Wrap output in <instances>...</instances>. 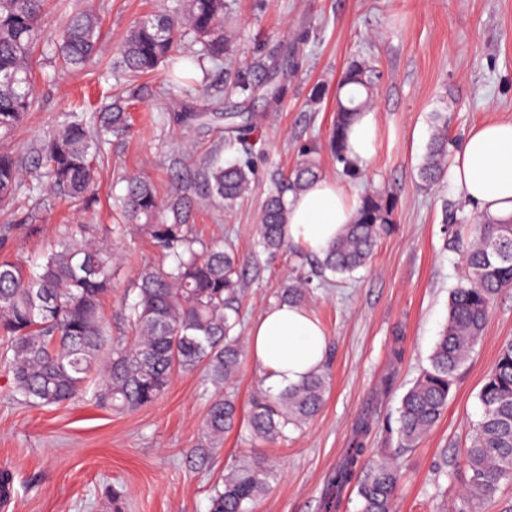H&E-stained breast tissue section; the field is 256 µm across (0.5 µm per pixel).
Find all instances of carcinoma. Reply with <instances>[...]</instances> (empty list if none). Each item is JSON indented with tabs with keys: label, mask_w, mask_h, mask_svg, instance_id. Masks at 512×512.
<instances>
[{
	"label": "carcinoma",
	"mask_w": 512,
	"mask_h": 512,
	"mask_svg": "<svg viewBox=\"0 0 512 512\" xmlns=\"http://www.w3.org/2000/svg\"><path fill=\"white\" fill-rule=\"evenodd\" d=\"M46 0H0V140L17 129L37 105L31 72L35 51L53 52L67 67L93 61L99 51L101 19L96 12L74 10L44 33ZM235 34L224 24V0H179L174 10L159 9L135 21L113 57L111 68L132 81L187 55L198 44L202 56L218 65L229 54ZM309 29L293 33L271 58L265 73L266 94L279 103L297 75ZM376 69L366 60L349 63L336 85V113L330 148L344 173H357L347 156L348 132L372 101ZM259 80L236 74L235 87L250 95ZM216 112H175L172 123L183 129L204 126ZM434 133L419 168L421 184L431 189L447 174L449 142L446 118L433 116ZM130 113L117 99L103 112H67L46 131L27 155L0 150V201L22 192L39 204L45 194L91 207L96 202L94 160L109 138L131 134ZM312 148L303 150L295 167L276 179L265 199L256 246L273 257L288 248L287 194H296L321 177ZM209 196L232 208L250 191L253 169L247 162L226 161L215 153L202 161ZM36 182L25 183L29 173ZM119 197L125 223L101 232L95 224H77L33 267L0 262V363L13 377L14 391L36 406H56L90 397L114 410L129 411L155 403L177 372L201 370L215 388L204 420L205 448L191 449L208 461L224 435L240 423L269 445L287 438L322 409L327 374L319 370L275 397L253 398L248 412L239 409L232 382L244 356L236 328L240 325L244 271L237 253L222 242L193 235L185 203L186 187L159 198L144 176H126ZM391 206L375 192L361 196L354 220L319 260V277L350 274L367 265L381 235L389 232ZM448 244L462 248L464 276L450 293L448 320L425 369L400 400L396 447L412 448L441 419L461 368L481 340L497 295L512 287V216L488 215L474 225L473 236L460 243L455 210L445 211ZM134 231L149 240L162 263L143 267L138 294L126 309L127 335L112 336L101 314L102 298L112 293L116 266L114 236ZM312 281L285 284L277 300L302 305ZM478 398L483 414L464 453L466 484L457 512H480L500 487L512 481V339L501 344L484 378ZM372 416L357 419L349 448L324 495L325 512H335L343 492L356 488L361 512H394L400 469L393 455L366 457ZM271 468L263 458L236 466L216 484L210 512H251L270 488Z\"/></svg>",
	"instance_id": "obj_1"
}]
</instances>
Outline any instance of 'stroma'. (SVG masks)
I'll list each match as a JSON object with an SVG mask.
<instances>
[{"mask_svg":"<svg viewBox=\"0 0 512 512\" xmlns=\"http://www.w3.org/2000/svg\"><path fill=\"white\" fill-rule=\"evenodd\" d=\"M159 0H47L42 23L54 27L76 7L96 10L104 40L99 61L83 70L60 68L51 54L34 57L38 107L28 113L7 147L26 154L43 131L82 100L105 103L124 88L135 134L111 140L97 163L100 200L91 210L52 198L30 208L26 198L0 204V260L38 261L76 224L121 223L113 200L124 174L148 177L159 196L175 189L178 176L193 179L192 232L231 244L244 265L243 330H250L278 292L310 266L289 254L274 258L255 249L254 231L276 172L289 171L303 149L314 148L325 176L347 192L383 193L393 206L390 234L378 242L366 268L314 288L307 308L328 339L324 368L330 391L312 421L271 446L246 427L224 438L207 464L190 456L202 433L209 395L202 372L175 374L162 397L135 411L94 402L40 407L13 391L0 368V468L12 475L7 512H208L211 487L232 467L261 457L275 477L253 512H323V493L347 446L357 418L371 414L370 455L397 452L401 471L396 512H455L466 481L463 452L482 415L478 392L501 343L512 338V289L495 299L485 334L462 368L448 409L416 447L396 451L385 430L396 419L404 393L428 368L448 316V298L464 271L459 251L449 249L445 206L461 207L469 236L479 208L451 179L424 189L418 171L429 143L433 113L448 120L451 138L474 126L512 120V0H226V17L237 40L230 60L186 71L189 85L209 92L190 99L168 94L167 70L125 85L110 57L128 26ZM308 27L310 39L288 95L269 106L263 90L238 94L235 73L262 74L287 36ZM360 57L380 73L373 90L379 138L359 174L344 176L328 139L334 99L310 107L314 85L336 86L347 61ZM192 108L221 112L234 124H250L243 158L254 171L251 193L232 208L204 198L201 158L224 150V120L184 132L167 114ZM119 269L104 316L116 336L126 330L124 306L137 294V274L157 261L138 236L118 239ZM390 390H383L385 376Z\"/></svg>","mask_w":512,"mask_h":512,"instance_id":"35a3bbf8","label":"stroma"}]
</instances>
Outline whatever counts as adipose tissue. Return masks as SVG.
I'll return each instance as SVG.
<instances>
[{"instance_id":"ef3b65f1","label":"adipose tissue","mask_w":512,"mask_h":512,"mask_svg":"<svg viewBox=\"0 0 512 512\" xmlns=\"http://www.w3.org/2000/svg\"><path fill=\"white\" fill-rule=\"evenodd\" d=\"M378 119L361 113L348 135V156L359 164L375 153ZM452 181L486 214L512 215V121L473 127L455 151ZM356 200L335 179L322 177L290 196L286 236L311 254H322L350 224ZM253 363L268 385L283 388L321 368L327 337L317 319L295 304L276 303L258 317L249 334Z\"/></svg>"}]
</instances>
